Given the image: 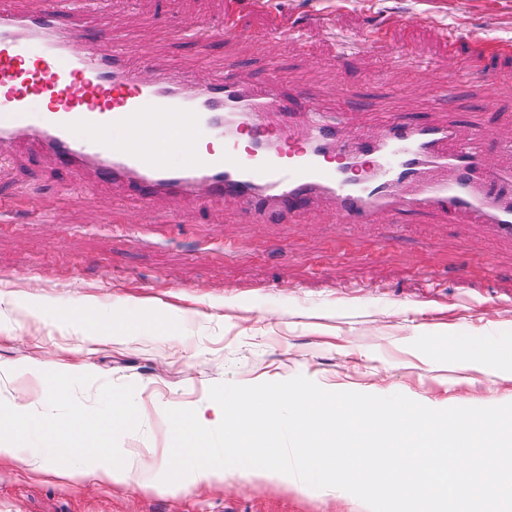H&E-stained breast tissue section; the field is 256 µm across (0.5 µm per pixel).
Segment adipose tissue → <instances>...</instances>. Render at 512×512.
<instances>
[{
	"instance_id": "adipose-tissue-1",
	"label": "adipose tissue",
	"mask_w": 512,
	"mask_h": 512,
	"mask_svg": "<svg viewBox=\"0 0 512 512\" xmlns=\"http://www.w3.org/2000/svg\"><path fill=\"white\" fill-rule=\"evenodd\" d=\"M178 313L151 308H141L131 313L105 312L95 303H87L70 318L77 333L95 332L123 341L139 333L143 327H152L158 335L164 336L178 326Z\"/></svg>"
}]
</instances>
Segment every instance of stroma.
I'll list each match as a JSON object with an SVG mask.
<instances>
[{
    "label": "stroma",
    "instance_id": "stroma-1",
    "mask_svg": "<svg viewBox=\"0 0 512 512\" xmlns=\"http://www.w3.org/2000/svg\"><path fill=\"white\" fill-rule=\"evenodd\" d=\"M113 39L132 63L211 78L239 63L244 87L277 62L288 88L314 106L348 107L343 137L373 136L386 115L487 133L492 170L512 167V0H112ZM308 25L305 46L257 40L280 23ZM458 32L456 47L447 35ZM359 50L339 57L336 35ZM456 77L450 109L436 83ZM33 154L0 148V292L23 308L0 319V398L25 396L39 413L37 363L93 375L77 389L95 406L103 383L134 385L143 430L120 445L164 448L168 401H206L211 386L305 376L334 392L396 393L428 407L512 403V243L485 224L447 215L385 214L337 222L330 201L254 222L236 201L168 195L144 211L123 189L89 185ZM180 310L174 335L75 337L67 315ZM481 343L468 359L457 340ZM0 512H361L355 496L307 485L227 477L188 493L91 481L60 483L0 461Z\"/></svg>",
    "mask_w": 512,
    "mask_h": 512
}]
</instances>
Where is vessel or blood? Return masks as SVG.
<instances>
[{"mask_svg":"<svg viewBox=\"0 0 512 512\" xmlns=\"http://www.w3.org/2000/svg\"><path fill=\"white\" fill-rule=\"evenodd\" d=\"M84 19L76 0L0 6V143L27 137L59 170L122 185L144 207L177 193L262 217L324 198L344 225L445 212L512 240V170L483 168L477 139L391 118L351 141L339 117L311 108L298 135L276 120L295 97L276 76L253 92L232 61L209 81L145 77L108 25L91 32Z\"/></svg>","mask_w":512,"mask_h":512,"instance_id":"obj_1","label":"vessel or blood"}]
</instances>
